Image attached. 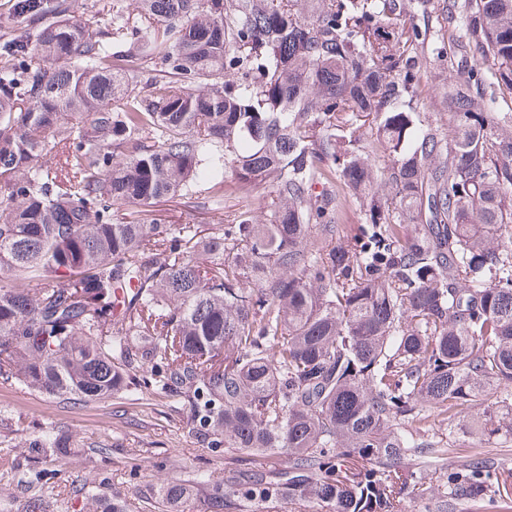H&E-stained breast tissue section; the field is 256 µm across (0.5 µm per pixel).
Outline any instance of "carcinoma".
Here are the masks:
<instances>
[{
  "instance_id": "1",
  "label": "carcinoma",
  "mask_w": 512,
  "mask_h": 512,
  "mask_svg": "<svg viewBox=\"0 0 512 512\" xmlns=\"http://www.w3.org/2000/svg\"><path fill=\"white\" fill-rule=\"evenodd\" d=\"M426 2L91 0L88 22L79 0H7L0 380L102 402L150 369L190 438L238 453L202 512H398L428 479L405 461L452 446L405 427L425 410L476 407L474 436L512 442V114L477 111L463 81L443 90L449 132L422 119L426 33L400 22ZM443 5L511 98L512 0ZM202 183L217 203L263 186L266 210H151ZM351 206L364 223H342ZM28 452L56 468L11 460L16 512H67L65 439ZM273 455L285 466H247ZM497 470L448 474L444 507L512 497ZM127 509L91 495L81 512ZM208 196L201 191L191 199L176 197L159 203L154 209L159 214L169 216V219L175 221L176 224L224 223V210H211L207 203ZM204 203L206 204L204 205Z\"/></svg>"
}]
</instances>
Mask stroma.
<instances>
[{"mask_svg":"<svg viewBox=\"0 0 512 512\" xmlns=\"http://www.w3.org/2000/svg\"><path fill=\"white\" fill-rule=\"evenodd\" d=\"M442 0H428L424 12L406 17L405 23L431 31L424 45L425 63L419 79L418 109L430 123H443L448 111L442 92L447 84L466 79L481 70L476 50L462 22H454L453 35L468 52L462 64L452 66L438 53L433 36L439 28ZM206 193L188 199L177 197L157 205L159 214L178 224H220L224 214L211 210ZM180 404L163 396L122 395L106 403H73L32 391L21 385L0 383V446L22 455L26 442L47 428L70 436L75 454L68 469L75 487L91 492L104 490L125 498L129 512H150L142 498L147 487L191 478L220 482L229 449L207 448L186 437L180 428ZM467 410L435 413L429 421L414 422L411 431L424 437L453 433L456 445L438 466L431 483L409 491L402 512H440L439 484L450 472L478 452L489 453L498 463L512 468V443L479 441L467 431Z\"/></svg>","mask_w":512,"mask_h":512,"instance_id":"obj_1","label":"stroma"}]
</instances>
